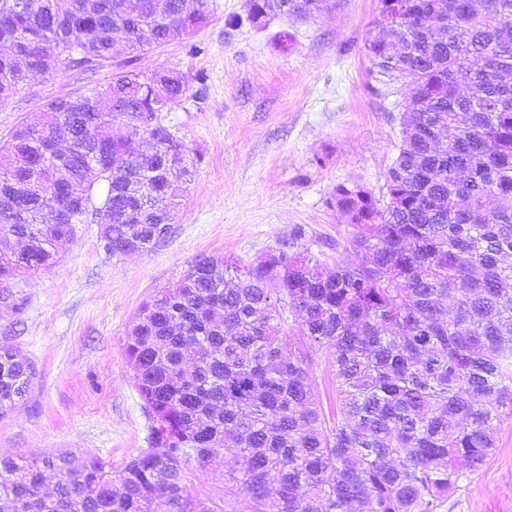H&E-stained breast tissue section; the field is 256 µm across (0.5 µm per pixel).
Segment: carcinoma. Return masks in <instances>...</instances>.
<instances>
[{
    "instance_id": "carcinoma-1",
    "label": "carcinoma",
    "mask_w": 512,
    "mask_h": 512,
    "mask_svg": "<svg viewBox=\"0 0 512 512\" xmlns=\"http://www.w3.org/2000/svg\"><path fill=\"white\" fill-rule=\"evenodd\" d=\"M330 0H250L238 26L308 18ZM0 104L64 62L116 61L111 81L50 102L0 146V299L51 268L56 243L102 226L109 254L164 239L196 158L159 113L200 92L138 53L190 38L209 0H0ZM372 72L410 86L383 195L339 184L349 220L326 263L279 248L257 263L202 257L144 302L125 347L151 426L122 469L0 457V512H436L496 448L512 407V0H379ZM142 134L151 148L121 136ZM295 317L282 333L284 314ZM325 350L340 396L327 423L308 351ZM35 370L0 343V418ZM234 450L233 457L224 450ZM224 469L219 504L191 491Z\"/></svg>"
}]
</instances>
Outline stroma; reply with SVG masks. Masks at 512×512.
I'll use <instances>...</instances> for the list:
<instances>
[{"label":"stroma","instance_id":"stroma-1","mask_svg":"<svg viewBox=\"0 0 512 512\" xmlns=\"http://www.w3.org/2000/svg\"><path fill=\"white\" fill-rule=\"evenodd\" d=\"M212 16L192 38L142 53L134 65L204 74L201 98L161 113L163 125L198 156L197 171L168 236L144 251L108 254L100 227L62 242L49 270L16 281L0 302V341L35 369L30 392L0 418V455H95L120 469L146 447L148 419L125 358L141 304L169 288L198 257L257 262L283 242L356 261L341 249L348 219L331 201L340 183L380 192L398 154L407 89L378 82L365 44L378 0H334L307 20L228 26L249 0H210ZM200 53H191V46ZM114 66L61 65L35 75L0 106V142L21 123L47 121L52 100L106 85ZM307 235L292 240L296 226ZM309 382L326 419L339 406L321 350ZM438 512H512V414L497 448L463 478Z\"/></svg>","mask_w":512,"mask_h":512}]
</instances>
